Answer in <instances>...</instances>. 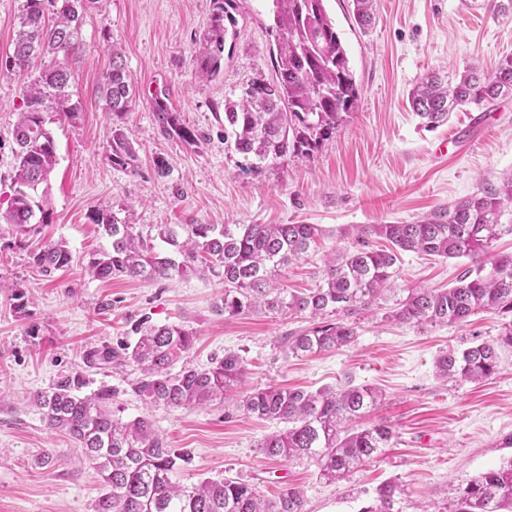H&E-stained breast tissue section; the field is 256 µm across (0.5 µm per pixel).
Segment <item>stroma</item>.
Here are the masks:
<instances>
[{
    "instance_id": "stroma-1",
    "label": "stroma",
    "mask_w": 512,
    "mask_h": 512,
    "mask_svg": "<svg viewBox=\"0 0 512 512\" xmlns=\"http://www.w3.org/2000/svg\"><path fill=\"white\" fill-rule=\"evenodd\" d=\"M360 92L359 108L309 160L288 157L263 173L243 171L242 157L224 147V102L254 81H273L276 36L259 0L237 15L236 38L224 47V67L203 77L194 60L208 31L212 0H96L87 10L82 44L72 60V99L77 120L53 124L59 163L51 177L52 214L41 237L66 242L73 260L45 280L27 249L11 245L12 229L0 221V512H94L101 493L97 474L80 463L69 436L50 429L32 395L61 377L82 373L85 393L117 389L115 417H149L168 447L187 455L175 479L191 486L203 479L239 477L273 497L284 485L304 492L306 512H360L387 480L402 489V512L452 493V487L512 459L502 440L512 435V352L500 353V371L476 385L441 383L434 361L440 350L463 348L472 337L494 339L503 318L480 312L467 323L428 331L362 316L354 345L298 357L288 336L306 319L262 312L233 318L215 305L224 283L207 275L138 280L92 279L91 255L109 248L90 216L100 209L142 234L158 224H315L318 246L284 274L289 288L314 287L327 254L348 248L363 224H408L435 208L496 188L512 175V97L452 113L433 130L412 112L410 90L428 71L455 73L469 62L493 72L512 54V19L496 15L489 0H377L375 21L360 29L351 0H328ZM121 48L136 87L126 118L139 148L140 170L112 168L105 149L112 116L99 93L111 46ZM31 76L0 72V213L8 205L16 163L13 127ZM168 104L198 135L188 145L164 133L154 99ZM468 145L437 155L450 133ZM165 163L158 176L157 163ZM470 261L402 254L397 287L454 284ZM27 287L30 318L11 306L9 284ZM156 325H182L198 341L184 358L196 368L211 358L238 353L246 372L236 386L284 385L315 390L368 385L383 404L365 424L387 423L389 446L344 480L331 483L313 459L273 461L257 445L271 422L224 415V398L203 407H147L132 384L140 371L90 366L87 351L134 342L141 317ZM39 333H27L29 324ZM51 467L34 459L44 450Z\"/></svg>"
}]
</instances>
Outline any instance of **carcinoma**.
<instances>
[{
  "mask_svg": "<svg viewBox=\"0 0 512 512\" xmlns=\"http://www.w3.org/2000/svg\"><path fill=\"white\" fill-rule=\"evenodd\" d=\"M244 0H213L209 30L196 50V65L208 78L224 68L227 25ZM278 32L273 56L276 80L254 81L237 99L224 102V146L238 154L255 173L288 155L312 158L336 135L345 118L358 107L359 90L349 59L327 9V0H271ZM376 0H353L358 25H371ZM84 8L81 0H24L12 53L5 57L7 72L23 71L33 60L49 54L45 68L25 92L24 108L14 129L16 171L6 211L16 243L50 276L69 266L73 256L62 241L36 239L51 216V176L58 164L50 125L78 118L80 106L69 92L71 60L80 46ZM112 113V135L105 152L113 168L138 173V151L124 126L135 91L120 52L112 50L109 68L99 86ZM512 96V56L491 74L466 67L455 83L428 74L410 92L412 112L421 124L435 129L448 115L465 106H487ZM164 130L192 145L197 136L186 128L167 102L155 99ZM512 207V177L502 188L474 195L434 210L411 224H368L352 248L332 257L319 284L292 293L279 282L288 265L307 254L320 236L315 224H159L156 236L134 232L113 214L96 211L91 220L112 240L111 247L93 254L86 271L94 279L114 277L169 279L189 272L210 274L224 281L218 311L230 317L266 311L307 314L310 327L288 337V352L309 355L340 350L358 336V321L379 307L397 277L404 252L440 258H467L465 269L450 288H406L395 300L388 318L420 328L461 324L477 311L512 316V254L494 257L484 272L481 257L493 242L512 231L501 223L505 206ZM389 241L376 249L372 237ZM160 240L176 256L156 250ZM13 309L28 314L30 298L16 284ZM132 344L104 346L86 355L90 365H121L132 361L140 377L136 395L151 406L198 407L224 395L241 382L246 366L237 353L206 369L174 366L193 347L196 334L183 326L138 321ZM512 349V319L501 324L491 341H475L436 359V374L444 381L481 384L499 371V351ZM83 376L76 374L38 391L32 402L43 411L47 425L77 441L82 461L93 469L103 493L94 512H305L302 492L286 486L264 498L238 478L204 479L186 488L173 481L186 458L168 448L148 417L124 422L112 414L110 388L81 394ZM382 394L366 386L315 391L268 385L241 397L238 408L282 425L259 443L271 460L315 458L321 475L332 482L378 455L394 437L392 426L357 428L353 421L381 404ZM401 489L381 484L373 503L363 512H400ZM512 509V460L482 472L455 488V495L426 506L422 512H502Z\"/></svg>",
  "mask_w": 512,
  "mask_h": 512,
  "instance_id": "1",
  "label": "carcinoma"
}]
</instances>
